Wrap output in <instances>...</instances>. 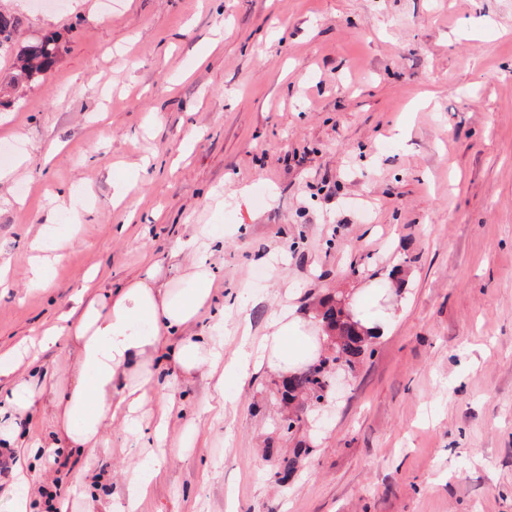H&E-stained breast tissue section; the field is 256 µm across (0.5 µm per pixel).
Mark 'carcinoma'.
<instances>
[{
    "instance_id": "obj_1",
    "label": "carcinoma",
    "mask_w": 512,
    "mask_h": 512,
    "mask_svg": "<svg viewBox=\"0 0 512 512\" xmlns=\"http://www.w3.org/2000/svg\"><path fill=\"white\" fill-rule=\"evenodd\" d=\"M22 25L23 20L19 15L0 9V58L10 59L9 71L0 82L9 88L42 78L55 66L65 50L62 35L57 32L44 34L34 40L19 41L18 33ZM320 307L317 318L332 331L328 338V354L319 358L320 366L309 364L282 382L281 399L289 404L308 395L318 400L329 396V377L323 371V365L331 361L350 368L368 346L367 339L361 336L350 320L344 299L328 297L320 303Z\"/></svg>"
}]
</instances>
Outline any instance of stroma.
<instances>
[{
    "instance_id": "1",
    "label": "stroma",
    "mask_w": 512,
    "mask_h": 512,
    "mask_svg": "<svg viewBox=\"0 0 512 512\" xmlns=\"http://www.w3.org/2000/svg\"><path fill=\"white\" fill-rule=\"evenodd\" d=\"M0 7L20 40L67 39L0 109V353L54 325L88 270L116 288L185 275L196 225L221 237L228 356L241 323L258 338L283 309L400 277L390 333L293 432L273 372L164 367L140 425L106 422L92 461L27 458L34 502L58 479L67 512L125 503L169 398L167 462L137 512H512V0ZM33 371L65 385V340L23 356L18 377ZM87 465L100 489L77 481Z\"/></svg>"
}]
</instances>
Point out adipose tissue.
<instances>
[{
	"instance_id": "1",
	"label": "adipose tissue",
	"mask_w": 512,
	"mask_h": 512,
	"mask_svg": "<svg viewBox=\"0 0 512 512\" xmlns=\"http://www.w3.org/2000/svg\"><path fill=\"white\" fill-rule=\"evenodd\" d=\"M213 239L209 232L191 233L183 247L194 260L176 282L161 281L153 269L117 290L89 277L75 295L76 325L68 326L69 316H60L39 342L46 350L67 337L73 356L68 385L52 390L44 403L36 401L42 380L18 378L15 356L0 354V379L10 385L0 399V446L22 448L27 456L51 447L89 455L101 446L107 420L121 414L135 424L153 383L149 365L159 355L188 376L224 360L241 379L261 368L285 377L318 356L326 344L324 331L316 328L312 313L291 309L272 318L260 342L243 338L235 356L225 359L218 336L198 328L215 297L207 262ZM37 413L54 426L48 438L22 433L17 425L18 418Z\"/></svg>"
}]
</instances>
